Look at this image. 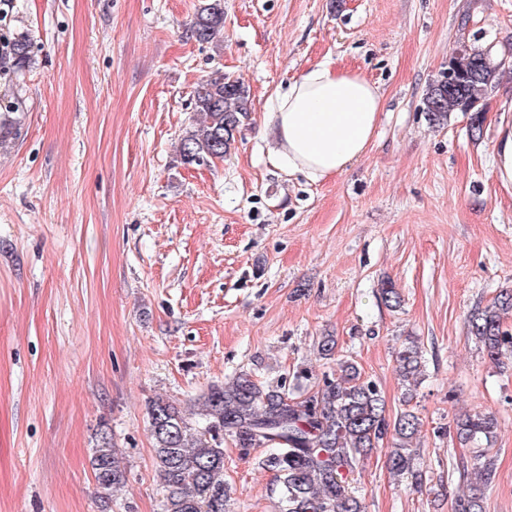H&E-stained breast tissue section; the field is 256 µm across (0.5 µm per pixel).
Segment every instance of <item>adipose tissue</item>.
I'll list each match as a JSON object with an SVG mask.
<instances>
[{
	"mask_svg": "<svg viewBox=\"0 0 512 512\" xmlns=\"http://www.w3.org/2000/svg\"><path fill=\"white\" fill-rule=\"evenodd\" d=\"M381 109L380 90L367 77L317 64L266 100L271 161L313 183L342 173L365 155Z\"/></svg>",
	"mask_w": 512,
	"mask_h": 512,
	"instance_id": "1",
	"label": "adipose tissue"
}]
</instances>
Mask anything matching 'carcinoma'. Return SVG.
I'll return each instance as SVG.
<instances>
[{
    "label": "carcinoma",
    "instance_id": "carcinoma-1",
    "mask_svg": "<svg viewBox=\"0 0 512 512\" xmlns=\"http://www.w3.org/2000/svg\"><path fill=\"white\" fill-rule=\"evenodd\" d=\"M189 32L202 43L223 35L224 0H207ZM28 60L25 36L0 41V70L19 72ZM448 68L454 71V85L436 80L423 98V111L433 122L446 120L450 112H474L471 129L479 133L483 102L497 87L502 66L493 53L471 47L451 57ZM194 111L200 119L181 138V163L223 159L249 118V88L228 74L211 77L196 87ZM511 312L512 291H505L470 320V334L496 363L504 353L512 354V333L503 327V316ZM396 360L405 382L406 408L392 419L386 416L376 384L364 380L349 359L339 362L337 376L323 375L316 389L303 397L292 396L284 384L263 386L241 373L210 386L186 407L161 397L152 400L147 420L163 484V512H226L227 437L246 451L270 449L261 465L275 473L280 512H365L363 497L353 486L354 475L361 462L385 443L390 444L389 472L420 486L422 474L414 468L412 448L420 439L422 421L407 408L423 378L419 343L403 345ZM497 429L498 420L491 412L464 413L453 421V433L469 448L478 485L491 479L487 452ZM90 464L98 488L114 491L124 486L126 465L108 434L100 435ZM455 512H482L481 498L471 491L458 497Z\"/></svg>",
    "mask_w": 512,
    "mask_h": 512
}]
</instances>
